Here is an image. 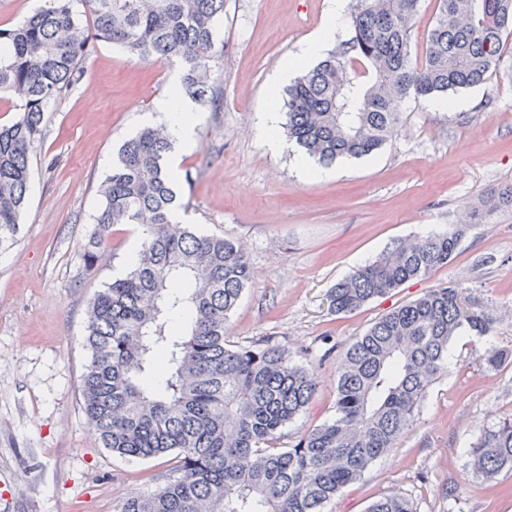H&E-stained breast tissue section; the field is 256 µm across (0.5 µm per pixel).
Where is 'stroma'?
<instances>
[{
  "instance_id": "stroma-1",
  "label": "stroma",
  "mask_w": 512,
  "mask_h": 512,
  "mask_svg": "<svg viewBox=\"0 0 512 512\" xmlns=\"http://www.w3.org/2000/svg\"><path fill=\"white\" fill-rule=\"evenodd\" d=\"M328 7L225 2L223 105L194 104L195 144L178 181L189 224L246 248L251 281L225 339H273L313 369L317 393L285 428L288 443L334 417L337 366L356 336L389 309L455 284L466 306L489 315V335L456 337L447 372L396 448L325 512H366L390 494L408 497L416 512H512V472L484 481L466 456L480 430L512 415V365L484 363L490 348L512 350V208L488 206L512 184V53L486 83L449 93L446 107L408 104L382 150L337 160L318 178L297 167L295 147L267 115L286 90L276 71L324 28ZM82 66L48 114L18 241L0 251V512H112L173 465L168 455L137 460L102 448L80 383L90 302L126 273L142 242L140 226L115 224L88 259L98 186L122 143L159 124L155 106L177 71L101 41ZM462 98L467 108L456 109ZM450 228L462 237L447 265L352 314L332 311L338 281L398 243Z\"/></svg>"
}]
</instances>
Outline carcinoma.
<instances>
[{
	"mask_svg": "<svg viewBox=\"0 0 512 512\" xmlns=\"http://www.w3.org/2000/svg\"><path fill=\"white\" fill-rule=\"evenodd\" d=\"M73 2L48 0L22 24L0 29V95L17 112L0 127V249L16 243L47 114L81 80L91 42L179 67L175 101H218L225 0H80L91 33ZM359 2L346 49L324 53L286 91L288 141L320 165L381 149L407 102L486 82L512 39V0H439L415 61L410 43L421 0ZM172 148L149 127L125 141L100 183L93 218L99 242L112 224L141 226L143 241L130 269L89 307L82 410L115 455H174L163 484L119 499L112 512H325L395 447L448 368L452 339L463 330L487 335L491 318L464 306L453 286L388 310L339 363L336 416L280 446L283 430L313 399L316 378L286 347L226 344L249 263L235 243L173 222L181 202L167 170ZM459 238L450 229L397 244L336 283L334 311L352 314L430 276L453 259ZM174 280L186 288L171 292ZM466 453L486 480L512 471V418L482 429ZM366 512L414 510L392 494Z\"/></svg>",
	"mask_w": 512,
	"mask_h": 512,
	"instance_id": "carcinoma-1",
	"label": "carcinoma"
}]
</instances>
